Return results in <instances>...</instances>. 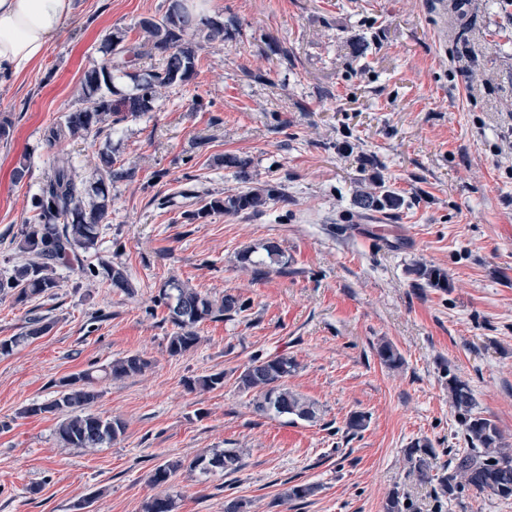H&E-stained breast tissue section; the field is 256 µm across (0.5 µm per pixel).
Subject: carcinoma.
Here are the masks:
<instances>
[{
  "instance_id": "cac0c4a2",
  "label": "carcinoma",
  "mask_w": 512,
  "mask_h": 512,
  "mask_svg": "<svg viewBox=\"0 0 512 512\" xmlns=\"http://www.w3.org/2000/svg\"><path fill=\"white\" fill-rule=\"evenodd\" d=\"M193 30L201 41L224 38V24L216 20L199 23L189 12L185 0H170L159 18H144L138 23L143 38H128L127 31L116 30L105 35L99 47L100 64L87 71L82 82L85 107L64 116L63 121L51 127L46 141L56 144L62 140L86 137L102 132V124L110 114L128 112L132 116L154 111L157 90L189 81L197 73L199 46L184 40L187 30ZM158 50L166 57L158 66L143 74L134 71L149 50ZM128 77L133 81V92L123 93L117 81ZM130 171L108 155L102 166L79 183L75 179L73 157L65 152L53 156L50 174L35 195L34 222L24 224L15 236L19 251L35 256V260L0 273V294H11L15 301L24 303L44 295H52L59 287L57 267H65L90 280L99 278L114 288L133 293V284L125 266L112 262L99 252V226L107 217L112 183L128 177ZM275 194L269 186L250 188L238 194L204 201L188 214L195 220L210 213L236 214L241 211L260 212ZM354 203L363 210H395L402 199L394 192L361 191ZM266 260L255 262L252 251L241 254L243 267H252L257 274L280 273L287 266L280 245L274 241L261 244ZM95 257L93 264L88 258ZM415 274L431 288H444L448 280L438 268L418 266ZM160 300L169 310V321L174 332L169 337L168 351L179 356L200 342L197 326L205 320L239 316L249 309V303L233 294H224L213 300L194 288L170 280L160 292ZM51 329V323L42 316L28 319L26 330L19 336L0 340V355H10L14 348L31 339L39 338ZM377 354L389 368H398L403 359L388 341L378 345ZM150 362L139 354L128 355L101 369L104 376L114 379L139 375ZM293 359L278 356L271 359H253L237 376V386L253 396L255 412L262 415H289L300 420L316 418V404L285 385V378L294 370ZM94 368L73 374L60 382V391L49 402L34 404L23 411L25 415L50 413L56 416L55 433L67 448H103L112 445L125 432V423L117 417H103L92 411L99 399L94 389ZM189 390L210 391L224 386V372H212L186 381ZM448 400L462 426L465 448L448 451V466L430 475L431 459L435 452L431 442L418 439L407 449L409 472L421 479L436 481L437 497L448 501L460 499L466 490L490 491L507 499L512 497V448L506 446L496 424L473 412L474 399L467 381L448 374ZM182 466L179 461L166 462L154 469L151 483L155 487L168 483L172 474ZM189 467L203 473L232 474L241 468V456L232 450L201 455Z\"/></svg>"
}]
</instances>
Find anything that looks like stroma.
I'll return each instance as SVG.
<instances>
[{
    "instance_id": "stroma-1",
    "label": "stroma",
    "mask_w": 512,
    "mask_h": 512,
    "mask_svg": "<svg viewBox=\"0 0 512 512\" xmlns=\"http://www.w3.org/2000/svg\"><path fill=\"white\" fill-rule=\"evenodd\" d=\"M167 0H75L41 62L0 74V273L24 263L13 238L33 220V197L57 150L88 178L103 155L133 168L113 183L100 226L102 256L124 265L134 294L58 270L54 296L23 304L0 295V339L29 317L51 330L0 356V512H143L156 494L173 512H385L405 493L410 512H512V498L467 492L437 502L408 472L405 450L428 439L434 468L463 447L448 375L467 380L474 410L512 447V6L502 0H209L223 38L199 50L196 75L161 89L154 111L53 146L44 133L83 108L81 82L104 35L165 12ZM228 157L249 162V180ZM403 204L364 211L374 182ZM277 191L262 213L190 219L193 192ZM383 226L385 235L372 234ZM273 240L288 271L253 280L242 250ZM443 270L444 288L412 270ZM178 279L248 311L202 322L200 343L170 355L174 331L158 306ZM403 357L386 367L380 342ZM143 374L99 380L94 410L126 429L110 447L66 448L52 415L61 380L131 354ZM297 363L286 383L314 401L315 420L255 413L236 378L251 358ZM223 372L224 385L188 378ZM366 427L346 432L352 413ZM233 449V474L189 470ZM181 467L162 487L150 477ZM298 484L316 493L285 499ZM90 499L79 508L81 499Z\"/></svg>"
}]
</instances>
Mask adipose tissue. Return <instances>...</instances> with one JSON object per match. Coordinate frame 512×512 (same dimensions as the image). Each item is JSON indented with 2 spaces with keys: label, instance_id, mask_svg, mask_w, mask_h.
Wrapping results in <instances>:
<instances>
[{
  "label": "adipose tissue",
  "instance_id": "obj_1",
  "mask_svg": "<svg viewBox=\"0 0 512 512\" xmlns=\"http://www.w3.org/2000/svg\"><path fill=\"white\" fill-rule=\"evenodd\" d=\"M73 0H0V71L41 61L71 17Z\"/></svg>",
  "mask_w": 512,
  "mask_h": 512
}]
</instances>
